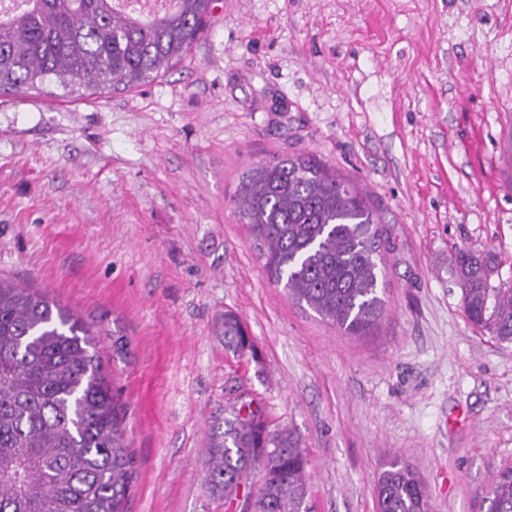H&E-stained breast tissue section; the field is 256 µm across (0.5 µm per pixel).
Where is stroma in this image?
<instances>
[{
  "instance_id": "35a3bbf8",
  "label": "stroma",
  "mask_w": 512,
  "mask_h": 512,
  "mask_svg": "<svg viewBox=\"0 0 512 512\" xmlns=\"http://www.w3.org/2000/svg\"><path fill=\"white\" fill-rule=\"evenodd\" d=\"M310 154L370 200L387 313L349 336L271 283L231 197ZM512 283V0H215L129 91L0 96V276L89 329L126 408V512H233L206 480L234 406L293 429L310 512H377L384 464L431 512L512 465V342L473 328L456 249ZM254 344L224 348V314Z\"/></svg>"
}]
</instances>
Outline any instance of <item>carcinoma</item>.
I'll return each mask as SVG.
<instances>
[{"label": "carcinoma", "instance_id": "obj_1", "mask_svg": "<svg viewBox=\"0 0 512 512\" xmlns=\"http://www.w3.org/2000/svg\"><path fill=\"white\" fill-rule=\"evenodd\" d=\"M135 14L123 0H0V93L55 82L64 95L134 89L182 60L213 0ZM269 279L349 335L386 310L379 218L350 180L314 156L248 169L232 198ZM455 274L472 326L512 341V285L491 284L494 256L459 248ZM224 346L253 351L224 313ZM301 438L253 411L224 419L208 453L212 492L249 512H307ZM265 484L249 489L253 467ZM134 479L122 406L87 327L47 297L0 279V512H125ZM487 512H512V466L490 481ZM378 512H430L426 486L400 455L377 488Z\"/></svg>", "mask_w": 512, "mask_h": 512}]
</instances>
